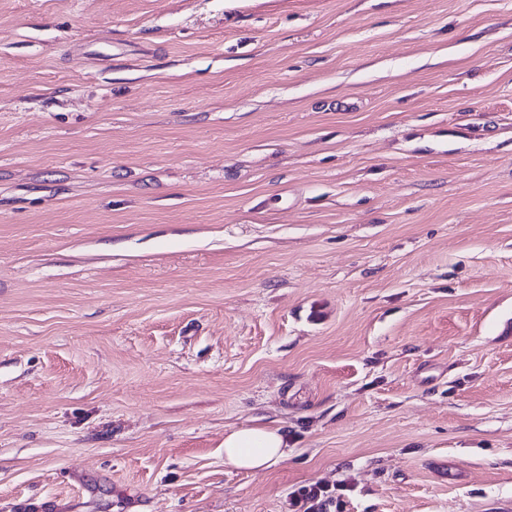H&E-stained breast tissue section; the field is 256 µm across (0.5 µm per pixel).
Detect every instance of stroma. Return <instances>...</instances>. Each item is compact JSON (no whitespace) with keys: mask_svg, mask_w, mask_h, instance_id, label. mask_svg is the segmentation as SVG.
<instances>
[{"mask_svg":"<svg viewBox=\"0 0 512 512\" xmlns=\"http://www.w3.org/2000/svg\"><path fill=\"white\" fill-rule=\"evenodd\" d=\"M312 487L512 512V0H0V512ZM288 438L279 428L245 426L224 434V460L244 471L268 469L287 457Z\"/></svg>","mask_w":512,"mask_h":512,"instance_id":"obj_1","label":"stroma"}]
</instances>
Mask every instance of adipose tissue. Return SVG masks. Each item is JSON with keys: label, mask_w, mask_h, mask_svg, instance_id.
Returning a JSON list of instances; mask_svg holds the SVG:
<instances>
[{"label": "adipose tissue", "mask_w": 512, "mask_h": 512, "mask_svg": "<svg viewBox=\"0 0 512 512\" xmlns=\"http://www.w3.org/2000/svg\"><path fill=\"white\" fill-rule=\"evenodd\" d=\"M288 438L267 425L229 430L224 436V460L244 471L268 469L287 457Z\"/></svg>", "instance_id": "obj_1"}]
</instances>
